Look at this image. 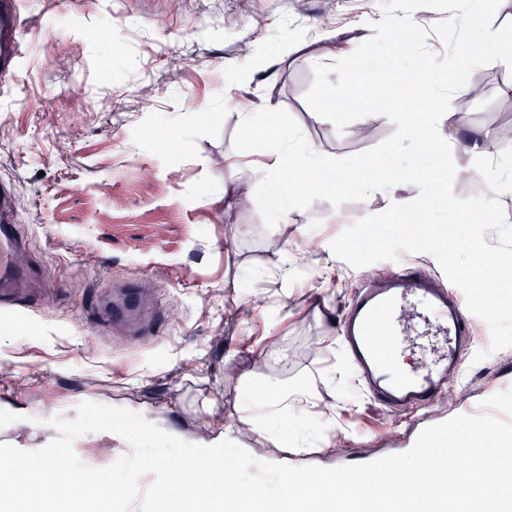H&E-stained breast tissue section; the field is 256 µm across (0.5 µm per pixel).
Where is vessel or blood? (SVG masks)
<instances>
[{"label":"vessel or blood","mask_w":512,"mask_h":512,"mask_svg":"<svg viewBox=\"0 0 512 512\" xmlns=\"http://www.w3.org/2000/svg\"><path fill=\"white\" fill-rule=\"evenodd\" d=\"M21 53L16 25L0 30L1 76L10 73ZM23 247L16 225L0 224L1 312L33 307L30 284L38 271L20 263ZM93 315L102 325L124 330L135 341L143 336L145 326L161 322L163 312L140 282L128 281L101 298ZM413 316L431 335L448 339L446 354L423 368L405 362ZM340 330L346 358L364 394L395 410L432 405L449 379L461 374L460 350L476 342L465 297L454 289L433 287L412 264L382 279L360 280L351 292Z\"/></svg>","instance_id":"b4317fda"}]
</instances>
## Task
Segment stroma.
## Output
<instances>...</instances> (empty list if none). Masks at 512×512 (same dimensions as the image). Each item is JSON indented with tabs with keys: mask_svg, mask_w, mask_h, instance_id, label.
<instances>
[{
	"mask_svg": "<svg viewBox=\"0 0 512 512\" xmlns=\"http://www.w3.org/2000/svg\"><path fill=\"white\" fill-rule=\"evenodd\" d=\"M19 11L24 52L0 84V184L17 201L31 259L66 293L37 296L34 313H0V443L41 449L58 436L53 418H75L84 402L155 408L164 431H192L210 400L245 419L242 396L264 391L251 377L259 364L281 383L309 382L315 402L333 407L328 442L307 449L308 464L326 468L405 453L418 427L450 419L461 403L495 395L512 404V348L478 363L465 350L464 378L446 398L401 413L363 396L341 356L330 319L360 273L384 276L401 260L440 268L420 251L360 270L331 249L359 219L415 196V185L339 206L316 200L289 210L277 232L258 207L224 210L225 185L267 160L236 151L239 104H276L334 158L394 134L387 118L337 129L305 100L313 65L336 62L319 35L360 46L382 0H19ZM261 42L274 54L250 81H234ZM470 77L481 92L452 98L455 120L512 128V68ZM160 121L180 148L156 136ZM132 279L150 285L167 321L136 347L116 334L96 339L93 299ZM320 288L330 313L315 303ZM255 296L258 312L245 306Z\"/></svg>",
	"mask_w": 512,
	"mask_h": 512,
	"instance_id": "35a3bbf8",
	"label": "stroma"
}]
</instances>
